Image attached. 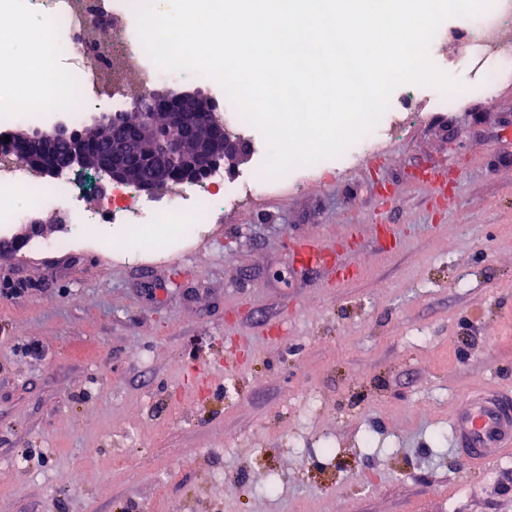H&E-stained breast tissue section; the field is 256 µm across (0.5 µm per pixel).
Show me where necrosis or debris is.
<instances>
[{"instance_id": "4bbe7bcc", "label": "necrosis or debris", "mask_w": 512, "mask_h": 512, "mask_svg": "<svg viewBox=\"0 0 512 512\" xmlns=\"http://www.w3.org/2000/svg\"><path fill=\"white\" fill-rule=\"evenodd\" d=\"M22 12L0 4V21L23 26L29 16L40 19L33 34L36 60L42 69H52L57 60L68 58L69 72L80 96V105L67 113L74 129H83L89 112L100 104L121 97L116 77L136 74L142 91L154 86L176 83L191 77L206 85L204 75H189L185 70L160 68L143 48L137 31L134 0H23ZM512 17V0H499L495 15L470 17L473 39L465 48L467 59L482 57L491 43L499 23ZM111 32L104 41L103 32ZM266 179L262 167H255L246 178L213 192L191 188L176 197L145 196L126 185L102 189L95 203H88L77 178L47 179L21 164L0 140V226L24 224L30 212L58 210L68 223L91 224L102 228L106 248L122 251L127 240L138 237L141 244L156 240L159 224H178L184 239L196 237L203 225L215 223L225 208L237 207L252 197ZM19 192L28 201L19 208L6 201L7 195Z\"/></svg>"}]
</instances>
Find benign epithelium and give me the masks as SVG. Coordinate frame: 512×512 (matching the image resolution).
<instances>
[{
  "label": "benign epithelium",
  "mask_w": 512,
  "mask_h": 512,
  "mask_svg": "<svg viewBox=\"0 0 512 512\" xmlns=\"http://www.w3.org/2000/svg\"><path fill=\"white\" fill-rule=\"evenodd\" d=\"M58 138L67 143L69 164L91 166L114 184H132L148 193L172 184H197L213 169L229 170L248 155L247 143L225 132L214 103L191 92L144 95L138 103L137 135L125 138L117 133L106 148L91 150L82 135L64 124L48 135L19 131L10 144L24 163L53 177L60 172L53 149ZM40 234L39 224L25 225L22 233L1 234L0 265Z\"/></svg>",
  "instance_id": "obj_1"
}]
</instances>
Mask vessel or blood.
<instances>
[{
  "mask_svg": "<svg viewBox=\"0 0 512 512\" xmlns=\"http://www.w3.org/2000/svg\"><path fill=\"white\" fill-rule=\"evenodd\" d=\"M450 444L469 466L480 467L512 454V394L478 390L451 416Z\"/></svg>",
  "mask_w": 512,
  "mask_h": 512,
  "instance_id": "obj_1",
  "label": "vessel or blood"
}]
</instances>
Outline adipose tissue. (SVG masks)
Listing matches in <instances>:
<instances>
[{
	"instance_id": "1",
	"label": "adipose tissue",
	"mask_w": 512,
	"mask_h": 512,
	"mask_svg": "<svg viewBox=\"0 0 512 512\" xmlns=\"http://www.w3.org/2000/svg\"><path fill=\"white\" fill-rule=\"evenodd\" d=\"M0 43L4 44L8 57L0 63V97H14L29 93L31 97L41 98L47 91L64 94L66 87L62 72H55L52 79H45L33 62L23 33L17 30L0 32Z\"/></svg>"
}]
</instances>
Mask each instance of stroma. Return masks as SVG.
Listing matches in <instances>:
<instances>
[{"label":"stroma","mask_w":512,"mask_h":512,"mask_svg":"<svg viewBox=\"0 0 512 512\" xmlns=\"http://www.w3.org/2000/svg\"><path fill=\"white\" fill-rule=\"evenodd\" d=\"M441 28L468 93L395 89L381 144L197 238L65 254L38 213L0 266V512H512V457L448 446L512 390V22L487 91Z\"/></svg>","instance_id":"stroma-1"}]
</instances>
